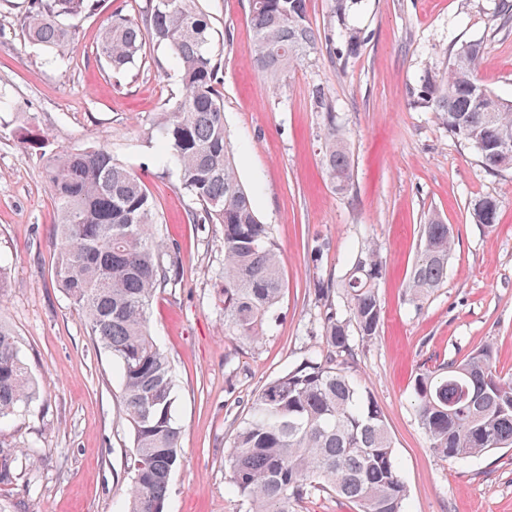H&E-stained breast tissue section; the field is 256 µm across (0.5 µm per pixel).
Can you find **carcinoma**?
Listing matches in <instances>:
<instances>
[{"label": "carcinoma", "instance_id": "1", "mask_svg": "<svg viewBox=\"0 0 512 512\" xmlns=\"http://www.w3.org/2000/svg\"><path fill=\"white\" fill-rule=\"evenodd\" d=\"M92 7L91 0H29L21 20L27 42L53 58L65 56ZM249 8L255 66L278 85L315 48L319 33L307 19L306 0H249ZM148 38L166 49L181 94L171 109L158 113L146 138L156 141L165 163L176 167L182 189L199 205L192 220L221 226L224 268L217 295L224 331L257 342L278 318L284 260L238 177L219 90L224 61L214 50L211 23L199 0H144L134 16L112 15L97 54L121 74L136 64ZM480 54L478 44L461 46L440 81H424L421 100L450 133L476 148L487 170H506L512 154H502L500 143L512 144V102L480 84ZM312 97L326 114L327 177L345 193L353 170L344 134L336 128L326 90L317 87ZM41 159L59 212L57 284L97 347L117 365L122 411L133 435L124 512H162L181 430L173 416L176 380L149 331V307L157 291L178 282V257L158 233L156 205L144 180L108 146L62 147ZM482 202L473 208V219L488 227L495 224L498 202ZM452 245L451 225L436 216L422 225L409 301L448 280ZM383 272L376 247L352 254L339 284L345 312L329 307L324 315L329 355L305 357L263 385L231 436L224 456L228 491L244 498L249 512H294L314 491L349 500L355 512H406L407 485L384 415L342 359L352 355L354 337L377 335ZM412 397L436 454L470 463L512 448V375L497 371L491 344L419 369ZM39 399L14 331L0 319V423L28 412Z\"/></svg>", "mask_w": 512, "mask_h": 512}]
</instances>
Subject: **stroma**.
<instances>
[{
  "mask_svg": "<svg viewBox=\"0 0 512 512\" xmlns=\"http://www.w3.org/2000/svg\"><path fill=\"white\" fill-rule=\"evenodd\" d=\"M141 3L97 0L78 41L50 63L24 40L28 0H0V264L9 273L0 318L42 392L26 416L0 425V512H121L133 447L112 359L55 283L58 214L39 159L20 142L25 112L54 145L107 144L142 175L180 261L178 283L157 292L149 322L176 374L182 437L165 512H245L227 490L225 443L264 384L323 354L325 307L343 308L335 283L364 244L386 265L382 320L372 341L355 344L349 366L385 416L407 512H512V449L465 465L439 457L411 401L419 366L486 343L497 370L512 373V169L486 170L419 98L425 78L443 76L458 47L477 43L480 82L512 100V25L502 23L501 0H353L342 22L334 0H306L321 38L277 87L254 67L248 0H202L223 51L224 125L238 175L284 258L280 321L256 344L224 331L220 225L193 223L175 171L143 135L180 94L175 73L159 69L165 49L146 41L117 78L95 55L112 14H137ZM349 27L363 36L351 55ZM318 86L347 140L353 185L345 193L325 175ZM485 197L499 203L490 228L471 217ZM431 213L452 225L454 244L447 282L416 307L405 286ZM322 284L332 287L329 300L318 294Z\"/></svg>",
  "mask_w": 512,
  "mask_h": 512,
  "instance_id": "35a3bbf8",
  "label": "stroma"
}]
</instances>
